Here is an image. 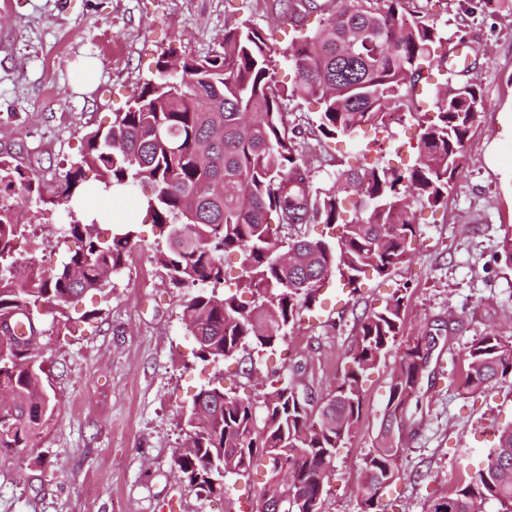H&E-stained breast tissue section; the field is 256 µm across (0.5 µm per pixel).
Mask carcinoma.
<instances>
[{"label":"carcinoma","mask_w":512,"mask_h":512,"mask_svg":"<svg viewBox=\"0 0 512 512\" xmlns=\"http://www.w3.org/2000/svg\"><path fill=\"white\" fill-rule=\"evenodd\" d=\"M280 16L297 33L289 53L294 80L277 79L276 49L247 20L224 24L220 49L185 54L172 68L173 52L155 61L143 81L112 113V122L85 135L80 158L53 185L42 182L14 153L0 151V458L30 447L55 409L44 382V360L26 348L39 335L43 310L54 306L84 321L77 309L104 291L102 277L119 274L139 239L133 224L111 237L75 216L72 203L85 192V169L98 173L101 189L123 193L152 186L142 202L152 223L182 236H167L152 261L174 288L185 290L186 330L195 356L221 364L240 352L272 350L305 312L320 305L330 279L352 296L371 271L387 276L412 255L418 214L434 210L453 189L465 143L482 99L478 84L445 79L421 123L417 157L403 168L378 161L353 167L339 162L334 181L313 186L295 135L285 119L290 98L319 105L315 137H351L364 128L389 131L396 103L412 94L424 69L441 68L443 37L415 0H336L320 28L304 31L303 19L325 10L317 0H276ZM374 205L360 211L355 198ZM36 213L62 207L70 221L66 250L54 269L16 253ZM298 224H323L336 236L286 237ZM240 257V272L226 261ZM404 288L358 321L354 346L338 370L336 385L316 401L298 396L294 378L274 372L260 397L241 394L235 381L203 388L186 418L187 444L176 460L182 479L212 495L224 493L219 467L230 459L234 474L253 481L265 470L299 474L304 493L325 491L333 462L363 415V384L404 335ZM421 337L408 339L388 389L385 414L398 417L425 373ZM512 373V339L491 330L465 354L462 383L484 391ZM401 449L382 446L363 463L361 512H388ZM512 512V426L499 436L486 465L454 492L431 502L428 512H482L484 504Z\"/></svg>","instance_id":"carcinoma-1"}]
</instances>
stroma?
<instances>
[{"instance_id":"35a3bbf8","label":"stroma","mask_w":512,"mask_h":512,"mask_svg":"<svg viewBox=\"0 0 512 512\" xmlns=\"http://www.w3.org/2000/svg\"><path fill=\"white\" fill-rule=\"evenodd\" d=\"M477 3H428L444 36L465 40L469 77L484 98L445 205L420 216L409 261L388 278L367 275L352 297L328 281L321 307L275 351L253 356L249 374L234 359L215 367L195 358L181 294L150 260L166 241L146 218L140 191L75 204L104 233L119 221L135 224L141 246L104 294L80 303L95 313L88 323L75 330L57 311L42 316L37 345L56 407L33 446L0 465V512H220L225 500L245 497L243 481L227 475L224 495L210 496L176 473L194 396L232 374L262 395L272 369L291 360L303 368L299 381L329 392L359 318L396 288L407 291L405 336L363 386V416L334 462L323 512H360L363 462L386 443L401 449L392 490L399 512H426L431 497L450 494L463 478L461 464L483 466L498 430L512 425V373L482 393L460 378L475 339L491 330L512 336V266L495 260L512 228V0L486 15ZM230 19L269 35L281 55L277 78L291 83L294 32L280 23L274 0H0V148L45 178L58 176L79 158L85 134L108 124L151 77L156 55H206ZM419 118L403 112L376 151L380 162H413ZM369 139L301 138L315 185L327 184L338 162L356 163ZM66 219L62 209L37 216L23 256L56 266V227ZM435 330L442 336L415 398L398 429L383 435L406 339Z\"/></svg>"}]
</instances>
